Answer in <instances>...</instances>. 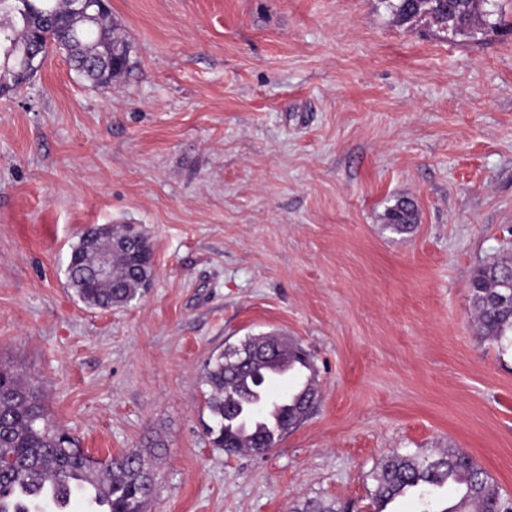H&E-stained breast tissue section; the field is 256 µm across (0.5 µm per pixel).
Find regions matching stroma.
<instances>
[{"label": "stroma", "instance_id": "stroma-1", "mask_svg": "<svg viewBox=\"0 0 512 512\" xmlns=\"http://www.w3.org/2000/svg\"><path fill=\"white\" fill-rule=\"evenodd\" d=\"M130 67L64 55L0 95V365L99 459L159 440L146 512H370L382 460L468 453L512 497V355L469 281L512 254V0L466 39L381 0H108ZM411 200L413 233L386 229ZM134 227L153 282L92 309L94 225ZM311 354L318 396L265 457L205 435L202 370L249 336Z\"/></svg>", "mask_w": 512, "mask_h": 512}]
</instances>
